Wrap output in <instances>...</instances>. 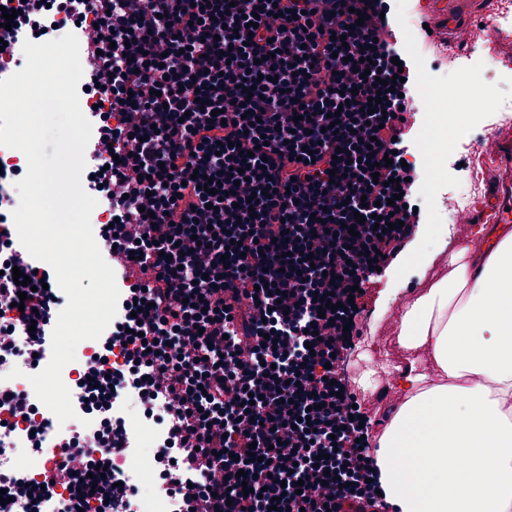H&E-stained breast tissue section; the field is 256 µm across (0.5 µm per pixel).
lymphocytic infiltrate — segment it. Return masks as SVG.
Masks as SVG:
<instances>
[{
    "label": "lymphocytic infiltrate",
    "instance_id": "1",
    "mask_svg": "<svg viewBox=\"0 0 512 512\" xmlns=\"http://www.w3.org/2000/svg\"><path fill=\"white\" fill-rule=\"evenodd\" d=\"M44 9L98 24L81 83L102 105L90 161L110 171L93 182L116 218L99 236L130 289L86 392L103 436L132 376L143 402L173 411L153 414L170 427L155 490L171 512H388L376 459L358 445L363 410L338 385L352 347L343 327L358 315L350 289L388 267L419 222L404 163L411 87L387 85L398 73L387 0H23L0 36ZM388 215L401 227L377 233ZM14 265L0 261V349L29 357L51 346L54 292L39 284L52 274L24 268L33 289L15 314ZM99 465L121 476L128 461L70 437L39 471L29 512H112L135 487L92 484Z\"/></svg>",
    "mask_w": 512,
    "mask_h": 512
}]
</instances>
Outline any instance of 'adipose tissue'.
Masks as SVG:
<instances>
[{
  "label": "adipose tissue",
  "mask_w": 512,
  "mask_h": 512,
  "mask_svg": "<svg viewBox=\"0 0 512 512\" xmlns=\"http://www.w3.org/2000/svg\"><path fill=\"white\" fill-rule=\"evenodd\" d=\"M448 267L403 304L381 487L398 512H512V235L461 238Z\"/></svg>",
  "instance_id": "1"
}]
</instances>
